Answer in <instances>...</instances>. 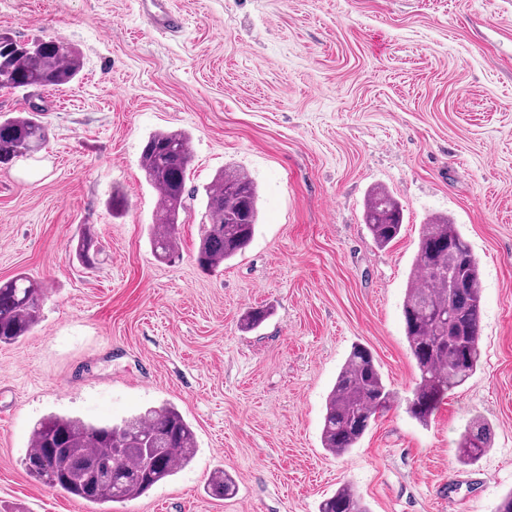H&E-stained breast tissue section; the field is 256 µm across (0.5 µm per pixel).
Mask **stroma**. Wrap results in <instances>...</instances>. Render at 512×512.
Segmentation results:
<instances>
[{"label": "stroma", "mask_w": 512, "mask_h": 512, "mask_svg": "<svg viewBox=\"0 0 512 512\" xmlns=\"http://www.w3.org/2000/svg\"><path fill=\"white\" fill-rule=\"evenodd\" d=\"M169 2L184 19L171 36L138 0H0V31L84 60L66 87L0 92V114L38 108L47 127L0 168V282L24 272L48 290L40 324L0 345V512H102L28 476L34 425L164 403L197 454L111 512H318L345 484L369 512H497L512 491V0ZM169 129L191 136L188 188L229 166L258 188L252 242L213 271L196 262L203 199L179 260L149 246L160 201L139 157ZM377 186L404 215L384 249L363 221ZM435 215L479 262L481 360L424 427L406 411L419 372L402 303ZM87 231L92 269L72 259ZM252 307L270 315L242 331ZM356 344L397 399L336 456L324 406ZM477 417L491 446L466 465ZM219 468L235 495L209 494Z\"/></svg>", "instance_id": "obj_1"}]
</instances>
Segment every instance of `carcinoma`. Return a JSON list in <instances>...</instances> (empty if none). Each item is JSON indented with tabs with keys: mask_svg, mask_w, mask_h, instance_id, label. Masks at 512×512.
<instances>
[{
	"mask_svg": "<svg viewBox=\"0 0 512 512\" xmlns=\"http://www.w3.org/2000/svg\"><path fill=\"white\" fill-rule=\"evenodd\" d=\"M83 68L80 52L62 40L21 41L0 32V91L58 88L73 82ZM47 130L38 111L0 119V166L40 149ZM192 161L190 137L181 130L150 135L140 156L148 185L162 202L149 241L155 257L170 263L179 255L176 235L195 191L186 188ZM207 223L202 225L197 261L214 270L250 244L258 220V192L249 176L236 169L216 175L205 188ZM365 224L383 248L399 238L402 207L384 187L374 188L365 206ZM93 233L77 240L74 257L85 268L97 264ZM45 289L24 273L0 283V344L20 341L41 320ZM481 286L478 262L456 225L434 217L421 226L411 284L402 306L405 336L419 371L407 412L427 424L448 393L463 386L480 359ZM394 392L365 346H354L325 403L322 447L333 455L350 451L376 415L387 409ZM489 447L482 421L474 419L461 435L462 463L470 464ZM195 434L172 404L150 407L112 424L48 415L34 426L23 461L34 480L92 504L125 502L144 495L194 458ZM211 495H233L235 484L218 470L209 480ZM319 512H368L350 487L324 499Z\"/></svg>",
	"mask_w": 512,
	"mask_h": 512,
	"instance_id": "carcinoma-1",
	"label": "carcinoma"
}]
</instances>
